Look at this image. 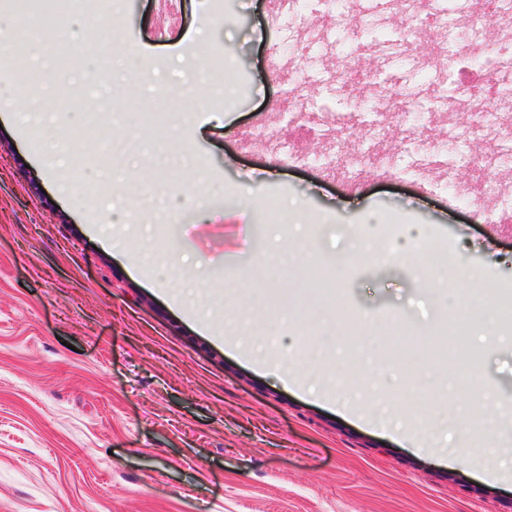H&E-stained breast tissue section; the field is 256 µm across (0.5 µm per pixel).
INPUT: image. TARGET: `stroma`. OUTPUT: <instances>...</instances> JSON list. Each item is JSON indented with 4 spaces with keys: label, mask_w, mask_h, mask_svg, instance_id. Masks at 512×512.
<instances>
[{
    "label": "stroma",
    "mask_w": 512,
    "mask_h": 512,
    "mask_svg": "<svg viewBox=\"0 0 512 512\" xmlns=\"http://www.w3.org/2000/svg\"><path fill=\"white\" fill-rule=\"evenodd\" d=\"M11 2L0 512H512V482L481 475L498 454L454 461L461 436L445 415L466 410L474 440L512 417V322L485 321L512 291V228L495 201L475 220L455 189L494 174L512 190V144L452 107L439 63L449 15L512 83L482 0H432L437 23L407 39L395 0H293L274 31L268 0H180L166 41L155 0L64 12L41 36L26 0ZM365 15L373 32L343 33ZM348 60L362 78L344 86ZM182 86L212 121L169 120ZM293 94L304 119L283 110ZM402 106L426 120L398 122ZM92 121L106 139L82 137ZM372 123L386 138L368 137ZM474 138L478 167L419 151ZM45 141L67 159L52 173L32 151ZM416 234L432 252L419 270L392 254ZM338 260L331 289L309 288L311 267ZM453 309L470 314L464 348L432 355ZM293 370L307 388L283 383ZM409 421L432 447L390 433Z\"/></svg>",
    "instance_id": "obj_1"
}]
</instances>
